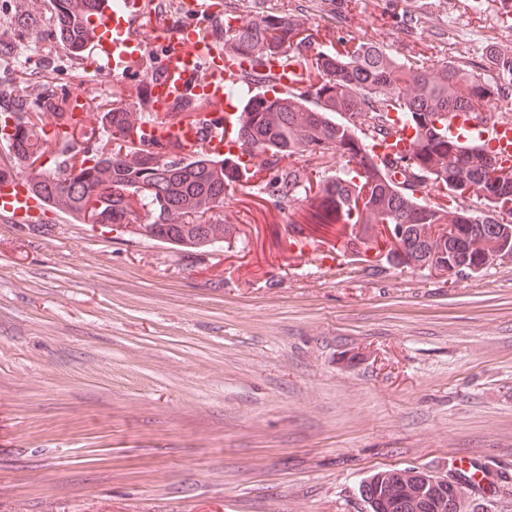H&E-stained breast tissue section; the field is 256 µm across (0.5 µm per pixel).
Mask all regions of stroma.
<instances>
[{
	"label": "stroma",
	"mask_w": 512,
	"mask_h": 512,
	"mask_svg": "<svg viewBox=\"0 0 512 512\" xmlns=\"http://www.w3.org/2000/svg\"><path fill=\"white\" fill-rule=\"evenodd\" d=\"M224 3L430 66L512 42L505 0ZM41 54L96 125L112 85L51 30L16 33L0 80ZM306 211L231 185L212 250L55 209L0 221V512H367L373 471L462 459L484 473L464 512H512V255L374 262Z\"/></svg>",
	"instance_id": "1"
}]
</instances>
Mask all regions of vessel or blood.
I'll return each mask as SVG.
<instances>
[{
  "mask_svg": "<svg viewBox=\"0 0 512 512\" xmlns=\"http://www.w3.org/2000/svg\"><path fill=\"white\" fill-rule=\"evenodd\" d=\"M141 0H99L90 27L94 40L102 41L104 70L112 81L113 93L123 97L127 76L139 73L144 59H151L156 78L144 101L133 108L136 131L142 132V148L178 144L181 150L203 149L221 156L225 151L241 155V145L230 144L225 125L237 108L224 98V86L242 77L244 60L237 54L216 50L214 42L224 28V12L214 0H187L186 20L173 24L169 17L144 24ZM266 76L277 78L283 92L300 93L299 73L284 67L278 57L266 63ZM208 103L206 113L187 122L183 112L196 99ZM448 133L458 145L476 141L494 143L502 167L512 166V123L487 113L473 117L456 111L450 114ZM0 216L13 224H30L43 218L42 200L22 180L0 188Z\"/></svg>",
  "mask_w": 512,
  "mask_h": 512,
  "instance_id": "vessel-or-blood-1",
  "label": "vessel or blood"
}]
</instances>
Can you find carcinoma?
Masks as SVG:
<instances>
[{"label":"carcinoma","mask_w":512,"mask_h":512,"mask_svg":"<svg viewBox=\"0 0 512 512\" xmlns=\"http://www.w3.org/2000/svg\"><path fill=\"white\" fill-rule=\"evenodd\" d=\"M97 0H52L55 38L79 64L90 43L86 36V11ZM43 15L26 0L19 2L13 25L19 32L36 31ZM224 48L260 62L285 48L294 50L305 91L298 96L277 95L248 99L242 106L239 138L248 145L251 169L240 168L209 154H159L130 146V113L121 107H105L102 131L115 149L101 159L88 154L74 139L60 145L58 127L71 124V104L59 98L50 82L55 60L39 56L35 69L43 77L35 98L0 88V144L6 147L9 164L0 165V185L17 176L18 170L49 155L55 171H31V189L51 206L71 217L86 220V212L102 224H133L144 238L182 248H208L224 242V192L236 183H248L258 173L278 166L264 182L271 195L297 201L314 194L309 204L310 224H361L362 234H350L373 247L368 229L378 224L405 226L401 252L388 262L416 267L454 266L468 274L480 273L488 264L475 242L494 238L499 249L512 254V224L498 222L497 209L512 199V176L500 174L481 149L462 152L448 139V114L464 109L475 115L487 109V98L471 90L481 85L484 94H512V47L495 48L487 57L489 68L503 83L487 88L488 79L470 63L450 60L435 68L402 61L371 42H355L342 50H321L309 31L303 11L283 16L266 15L224 25ZM52 101L46 112L42 102ZM395 113L415 131L404 169L412 175L398 180L373 161L368 140L393 123ZM32 114L27 133H5L7 119ZM334 153L345 159L336 176L310 177L306 169L279 165L288 158ZM80 154L78 169L68 160ZM429 186L441 198L423 205L414 192ZM482 193L487 211L473 215L466 209L464 194ZM363 214L351 219L358 200ZM371 474L360 495L369 512H423L424 498L400 486L373 483Z\"/></svg>","instance_id":"carcinoma-1"}]
</instances>
